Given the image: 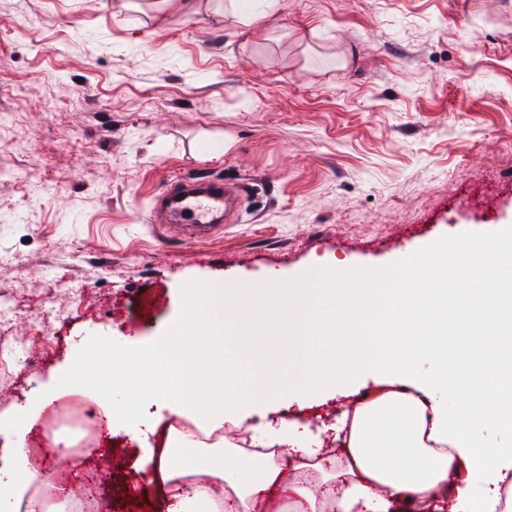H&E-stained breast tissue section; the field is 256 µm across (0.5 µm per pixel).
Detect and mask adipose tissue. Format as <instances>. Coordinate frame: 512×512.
<instances>
[{"instance_id": "1", "label": "adipose tissue", "mask_w": 512, "mask_h": 512, "mask_svg": "<svg viewBox=\"0 0 512 512\" xmlns=\"http://www.w3.org/2000/svg\"><path fill=\"white\" fill-rule=\"evenodd\" d=\"M508 266L512 229L436 242L387 277L341 266L324 272L317 291L340 307L326 333L329 352L308 365L298 401L348 390L363 367L394 379L397 389L367 392L341 455L327 460L301 447L296 419L271 435L252 426L249 450L171 432L161 452L146 450L138 464L167 484L162 512H265L269 491L289 469L290 512H441L448 500L453 512H512V444L484 437L490 423L512 433V354L501 352L512 344V284L481 285ZM220 304L235 328L279 350L293 325L308 319L295 286L228 280L220 294L188 288L184 324L155 345L150 364L115 352L112 376L127 394L100 405V415L110 423L128 419L162 398L206 434L242 427L254 398L233 382L237 357L216 347L220 327L210 311ZM483 385L489 393L472 402L471 390ZM450 393L452 407L443 401ZM201 477L206 486L198 485ZM315 478L335 485V495L316 496ZM53 490L50 478L22 467L0 473V497L26 501L27 512H43Z\"/></svg>"}]
</instances>
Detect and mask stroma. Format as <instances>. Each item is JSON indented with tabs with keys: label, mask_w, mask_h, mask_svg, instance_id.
I'll return each mask as SVG.
<instances>
[{
	"label": "stroma",
	"mask_w": 512,
	"mask_h": 512,
	"mask_svg": "<svg viewBox=\"0 0 512 512\" xmlns=\"http://www.w3.org/2000/svg\"><path fill=\"white\" fill-rule=\"evenodd\" d=\"M0 0V292L20 296L0 421L67 387L78 347L139 352L182 317L183 291L316 261L391 273L440 239L512 225V0H280L246 27L216 0ZM240 183L232 223L190 237L151 224L168 180ZM45 303L35 316L32 305ZM236 383L268 421H337L359 394L292 404L322 349L269 366L237 336ZM136 422L105 434L112 512L163 495L134 470Z\"/></svg>",
	"instance_id": "1"
}]
</instances>
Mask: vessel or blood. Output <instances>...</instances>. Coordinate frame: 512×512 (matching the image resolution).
<instances>
[{
    "label": "vessel or blood",
    "instance_id": "vessel-or-blood-1",
    "mask_svg": "<svg viewBox=\"0 0 512 512\" xmlns=\"http://www.w3.org/2000/svg\"><path fill=\"white\" fill-rule=\"evenodd\" d=\"M230 193V186L219 178H176L162 194L161 202L173 223L204 232L222 219Z\"/></svg>",
    "mask_w": 512,
    "mask_h": 512
}]
</instances>
